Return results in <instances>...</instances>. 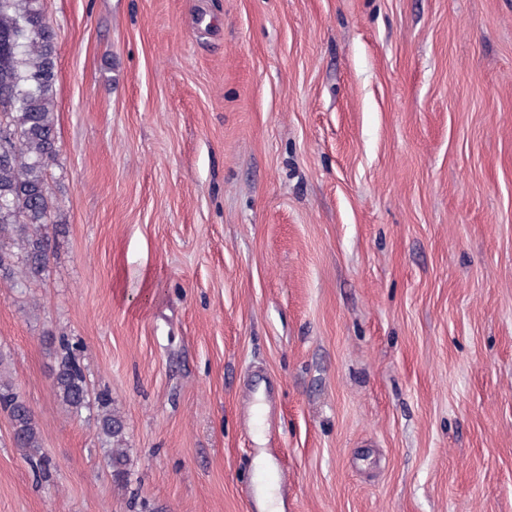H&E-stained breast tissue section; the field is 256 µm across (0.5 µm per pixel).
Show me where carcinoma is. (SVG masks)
<instances>
[{"label": "carcinoma", "mask_w": 512, "mask_h": 512, "mask_svg": "<svg viewBox=\"0 0 512 512\" xmlns=\"http://www.w3.org/2000/svg\"><path fill=\"white\" fill-rule=\"evenodd\" d=\"M58 42L55 29L45 22L41 0H0V143L11 145L0 158V280L25 288L45 270L49 252L43 235L52 202L48 170L57 156L54 105ZM56 396L77 413L89 401V386L74 348H69L54 377ZM0 408L9 413L14 444L27 453L38 475L49 467L41 435L30 407L0 375ZM99 434L109 445L112 477L129 474L125 425L101 399Z\"/></svg>", "instance_id": "cac0c4a2"}]
</instances>
